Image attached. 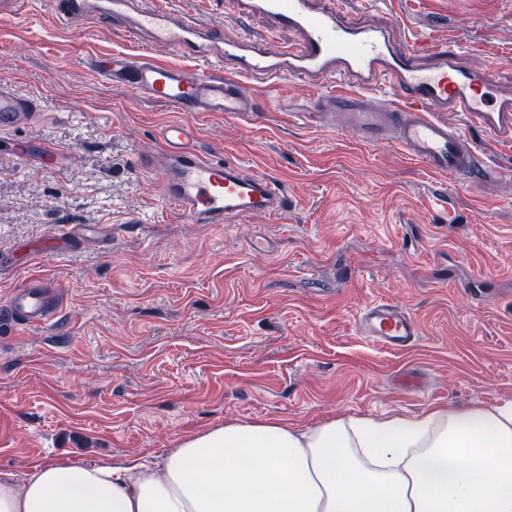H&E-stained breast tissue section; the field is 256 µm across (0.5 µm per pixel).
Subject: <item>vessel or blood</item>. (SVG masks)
I'll use <instances>...</instances> for the list:
<instances>
[{
  "label": "vessel or blood",
  "instance_id": "b4317fda",
  "mask_svg": "<svg viewBox=\"0 0 512 512\" xmlns=\"http://www.w3.org/2000/svg\"><path fill=\"white\" fill-rule=\"evenodd\" d=\"M16 2L29 12L50 9L63 23L121 21L144 46L140 55L94 53L83 66L103 84L178 111V118L162 125L160 147L144 167L158 179L166 203L195 224L287 214L288 193L276 178L251 172L240 160L214 159L200 147L191 119L195 112H252L254 86L274 79L318 90L313 112L342 113L345 127L362 139L392 143L438 174L486 181L495 171L482 160L475 135L512 144V86L469 67L462 47L441 44L423 57L393 26L346 22L325 0H234L239 15L260 16L292 32L295 40L287 45L223 37L176 14L166 0ZM159 50L200 58L204 65L178 66L156 58ZM372 91L382 92L380 102L364 100ZM40 112L36 97L0 84V157L71 165L70 150L34 136L16 137V129L35 124ZM59 304L56 285L35 276L13 289L6 319L45 326L58 315ZM355 324L361 335L389 350L408 349L421 335L418 321L389 302L366 305Z\"/></svg>",
  "mask_w": 512,
  "mask_h": 512
}]
</instances>
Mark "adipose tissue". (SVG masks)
<instances>
[{"label":"adipose tissue","instance_id":"ef3b65f1","mask_svg":"<svg viewBox=\"0 0 512 512\" xmlns=\"http://www.w3.org/2000/svg\"><path fill=\"white\" fill-rule=\"evenodd\" d=\"M0 512H512V400L229 420L160 460L0 471Z\"/></svg>","mask_w":512,"mask_h":512}]
</instances>
